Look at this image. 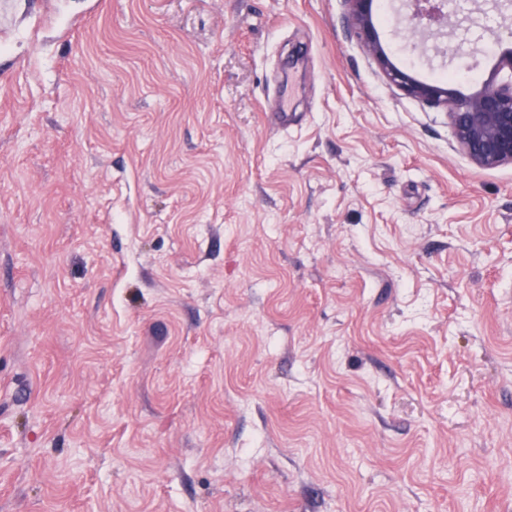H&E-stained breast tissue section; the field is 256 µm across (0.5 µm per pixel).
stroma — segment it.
Returning <instances> with one entry per match:
<instances>
[{"instance_id":"35a3bbf8","label":"stroma","mask_w":512,"mask_h":512,"mask_svg":"<svg viewBox=\"0 0 512 512\" xmlns=\"http://www.w3.org/2000/svg\"><path fill=\"white\" fill-rule=\"evenodd\" d=\"M14 3L0 512H512V165L342 0Z\"/></svg>"}]
</instances>
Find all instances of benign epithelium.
Returning <instances> with one entry per match:
<instances>
[{"mask_svg":"<svg viewBox=\"0 0 512 512\" xmlns=\"http://www.w3.org/2000/svg\"><path fill=\"white\" fill-rule=\"evenodd\" d=\"M345 20L367 54L380 66L386 79L406 95L432 107L446 109L456 143L472 163L482 169L512 165V47L501 50L496 68L476 95L463 97L446 83L418 79L392 63L375 26L376 0H343ZM399 16L408 36L422 44L447 34L455 42L433 46L435 51L474 58L483 53L481 38L468 34L474 24L471 13L460 14L449 0H400ZM511 75L498 78L503 70Z\"/></svg>","mask_w":512,"mask_h":512,"instance_id":"benign-epithelium-1","label":"benign epithelium"}]
</instances>
